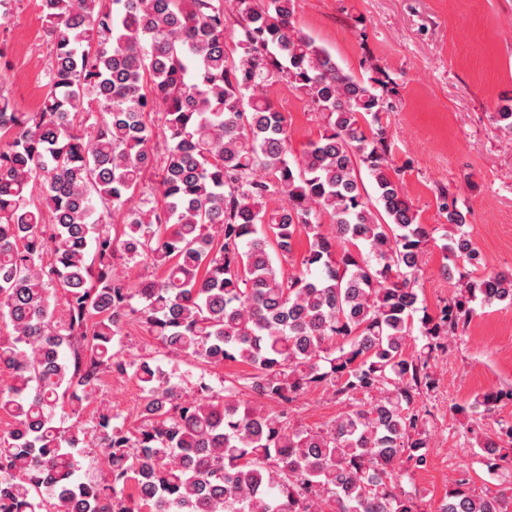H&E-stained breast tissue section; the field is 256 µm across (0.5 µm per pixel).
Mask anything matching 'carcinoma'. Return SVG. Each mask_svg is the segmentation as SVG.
Wrapping results in <instances>:
<instances>
[{"mask_svg":"<svg viewBox=\"0 0 512 512\" xmlns=\"http://www.w3.org/2000/svg\"><path fill=\"white\" fill-rule=\"evenodd\" d=\"M39 2L43 103L18 112L0 89V512H417L402 482L432 464L431 362L473 302L512 306V272L415 318L432 230L389 164L383 97L295 30L294 0H233L231 46L224 0ZM282 82L325 120L298 156L270 97ZM491 120L512 137L511 107ZM439 199L454 228L441 249L479 266L457 198ZM119 261L156 275L131 281ZM130 322L178 356L250 371L188 393L127 356ZM107 374L135 381L139 423L101 408L64 428ZM319 388L349 409L296 426L288 405ZM504 399L512 388L475 404ZM466 431L498 488L461 478L436 512H512V422ZM90 443L107 457L99 481L76 478Z\"/></svg>","mask_w":512,"mask_h":512,"instance_id":"cac0c4a2","label":"carcinoma"}]
</instances>
